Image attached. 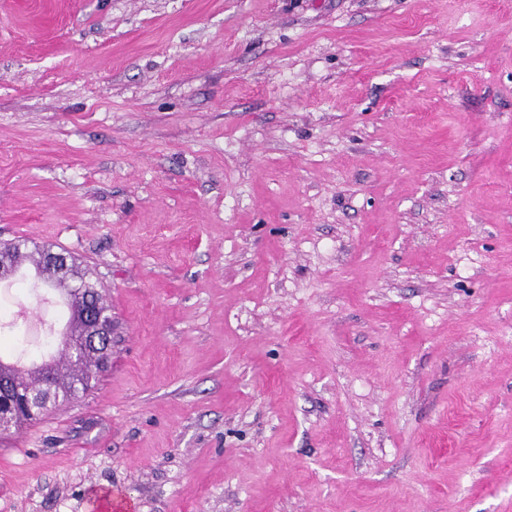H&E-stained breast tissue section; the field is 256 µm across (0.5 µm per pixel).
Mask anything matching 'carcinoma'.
Instances as JSON below:
<instances>
[{"mask_svg": "<svg viewBox=\"0 0 512 512\" xmlns=\"http://www.w3.org/2000/svg\"><path fill=\"white\" fill-rule=\"evenodd\" d=\"M10 268L17 273L29 264L36 281L55 290H68L64 303L69 310L65 330L56 336V349L46 359L21 367L7 350L0 347V380L19 382L20 390H0V413L9 415L13 428L19 429L41 419L51 409L66 405L79 392L86 391L98 374L107 368L112 349H94L84 342L85 321L80 317L88 310L93 317H112L92 272L70 262L68 279H61L44 260L42 248L29 247L27 242H11Z\"/></svg>", "mask_w": 512, "mask_h": 512, "instance_id": "1", "label": "carcinoma"}]
</instances>
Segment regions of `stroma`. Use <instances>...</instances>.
<instances>
[{
  "label": "stroma",
  "instance_id": "1",
  "mask_svg": "<svg viewBox=\"0 0 512 512\" xmlns=\"http://www.w3.org/2000/svg\"><path fill=\"white\" fill-rule=\"evenodd\" d=\"M14 239L112 357L0 435V512H512V0H0Z\"/></svg>",
  "mask_w": 512,
  "mask_h": 512
}]
</instances>
